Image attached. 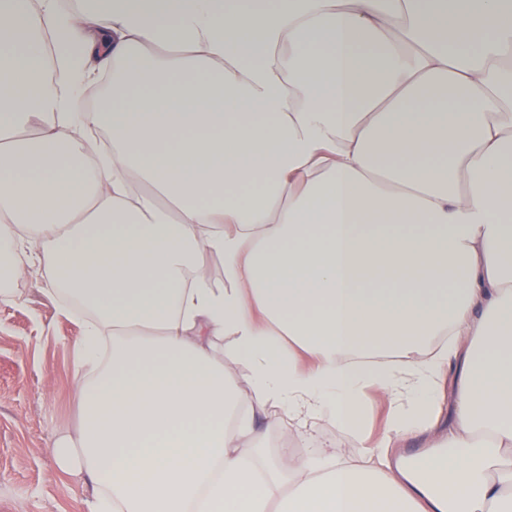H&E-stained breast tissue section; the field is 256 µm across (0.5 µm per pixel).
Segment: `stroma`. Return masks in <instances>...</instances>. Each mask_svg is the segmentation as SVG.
Segmentation results:
<instances>
[{
	"instance_id": "1",
	"label": "stroma",
	"mask_w": 512,
	"mask_h": 512,
	"mask_svg": "<svg viewBox=\"0 0 512 512\" xmlns=\"http://www.w3.org/2000/svg\"><path fill=\"white\" fill-rule=\"evenodd\" d=\"M21 288L19 301L0 303V512H74L88 492L59 471L51 444L76 422L73 344L81 327L48 291L45 271H32ZM263 426L265 460L286 443L303 456L364 454L330 424L298 431L275 408Z\"/></svg>"
}]
</instances>
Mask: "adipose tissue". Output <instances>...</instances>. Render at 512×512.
<instances>
[{"label": "adipose tissue", "instance_id": "obj_1", "mask_svg": "<svg viewBox=\"0 0 512 512\" xmlns=\"http://www.w3.org/2000/svg\"><path fill=\"white\" fill-rule=\"evenodd\" d=\"M36 267L89 512H512V0H0V302ZM370 390L421 469L256 479L268 407L360 443ZM456 392V371L454 365L448 366L444 383V399L435 415L434 426L438 434H446L450 425V410Z\"/></svg>", "mask_w": 512, "mask_h": 512}]
</instances>
